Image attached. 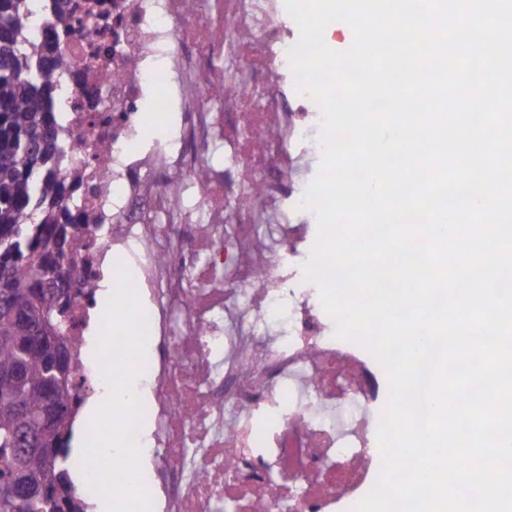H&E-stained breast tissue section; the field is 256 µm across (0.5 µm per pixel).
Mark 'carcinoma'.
Returning a JSON list of instances; mask_svg holds the SVG:
<instances>
[{
    "label": "carcinoma",
    "instance_id": "obj_1",
    "mask_svg": "<svg viewBox=\"0 0 512 512\" xmlns=\"http://www.w3.org/2000/svg\"><path fill=\"white\" fill-rule=\"evenodd\" d=\"M26 2L0 0V282L8 298V308L0 306V435L37 425L54 369L66 373L70 384L75 379L71 357L61 359L49 343L11 334L17 311L34 316L49 308L65 317L71 305L53 292L72 270L65 251L58 248L70 225L56 220L63 209L59 165L66 147L53 102L55 72L63 62L44 44H33L25 57L8 60L5 43L26 37ZM69 10L67 0H48L42 25L59 26ZM32 213L37 215L35 224L29 220ZM15 371L24 382L22 412L11 405L14 381L2 377ZM54 404L65 423L46 436L45 450L20 454L15 446H0V476L8 468L21 470L41 498L35 512H75L67 455L60 447L73 413L71 390L56 393Z\"/></svg>",
    "mask_w": 512,
    "mask_h": 512
}]
</instances>
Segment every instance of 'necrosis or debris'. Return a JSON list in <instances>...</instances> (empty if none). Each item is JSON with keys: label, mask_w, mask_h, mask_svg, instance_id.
<instances>
[{"label": "necrosis or debris", "mask_w": 512, "mask_h": 512, "mask_svg": "<svg viewBox=\"0 0 512 512\" xmlns=\"http://www.w3.org/2000/svg\"><path fill=\"white\" fill-rule=\"evenodd\" d=\"M69 30L33 25L68 62L54 98L60 177L78 229L67 326L72 395H107L90 327L126 267L151 354L136 385L141 481L155 512H340L373 488L388 385L336 339L318 289L294 282L299 150L319 113L271 70L300 39L277 0H73ZM247 86L227 93L224 48ZM168 115L150 128L149 109Z\"/></svg>", "instance_id": "obj_1"}]
</instances>
